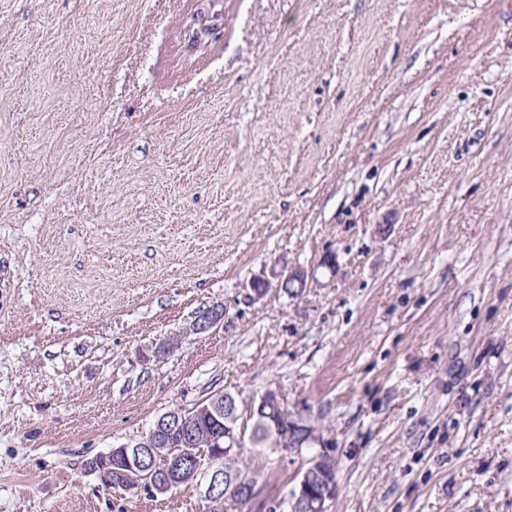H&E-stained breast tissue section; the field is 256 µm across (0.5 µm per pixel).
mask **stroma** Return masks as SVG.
Returning a JSON list of instances; mask_svg holds the SVG:
<instances>
[{
    "label": "stroma",
    "instance_id": "stroma-1",
    "mask_svg": "<svg viewBox=\"0 0 512 512\" xmlns=\"http://www.w3.org/2000/svg\"><path fill=\"white\" fill-rule=\"evenodd\" d=\"M270 389L328 512H512V0H0V512H213L84 462L216 390L268 512ZM279 402L281 398L279 394L274 390L267 391L256 403L251 411L250 417H257L258 420H264L263 413L264 406L266 402ZM270 414H266V417H271L272 421L275 422L269 423L267 425H257L254 423V430L252 439L255 440L258 444H263L267 448H273L274 451L280 452L281 457L288 456V459H294V456H299V452L301 448L291 447L297 439H294L293 436H288V427L283 422V416L288 418V422L290 420H294L297 425H301L298 421L297 413H293L289 411L288 416V407L284 405V403H277L275 405L269 404ZM284 407V410L283 408ZM282 411V416L279 415V412ZM275 414V417L273 415ZM285 454V455H284ZM115 449L110 450L108 453L97 454L89 458L86 462L85 469L100 475L104 470H112L113 465V452ZM102 484L107 488L116 489L115 486V472L105 471L100 475Z\"/></svg>",
    "mask_w": 512,
    "mask_h": 512
}]
</instances>
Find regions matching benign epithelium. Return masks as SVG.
Wrapping results in <instances>:
<instances>
[{"mask_svg": "<svg viewBox=\"0 0 512 512\" xmlns=\"http://www.w3.org/2000/svg\"><path fill=\"white\" fill-rule=\"evenodd\" d=\"M223 319L224 307L216 304L196 317L192 330L195 333L205 332ZM222 408L224 400L221 391L217 390L189 409L170 410L155 421L147 435L119 446L117 455L110 451L89 458L85 469L99 474L112 469L115 464L116 472L121 474L123 482L131 481L138 487L146 486L156 493L175 485L177 478L189 477L195 480L202 476L206 478L205 497L210 500L217 499L228 482L242 490L243 496L251 500L256 495L253 483L242 474L225 471L222 455L199 456L190 448H182L176 453H169L168 466L160 467L157 464V456L167 449L173 432L189 433L194 423L201 418L217 421L222 416ZM334 496L333 485L314 492L310 489V483L303 479L298 489L290 494L288 509L289 512H327L328 502Z\"/></svg>", "mask_w": 512, "mask_h": 512, "instance_id": "obj_1", "label": "benign epithelium"}]
</instances>
